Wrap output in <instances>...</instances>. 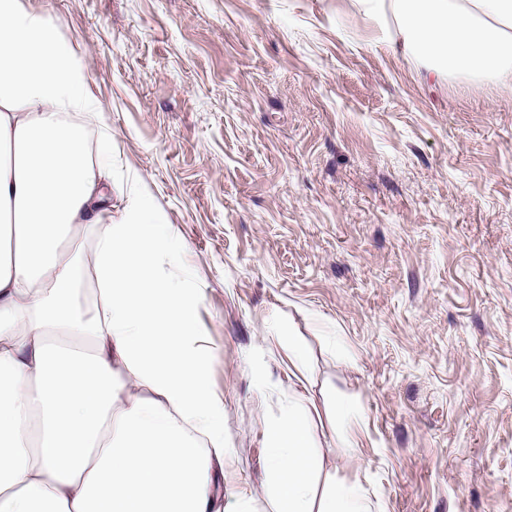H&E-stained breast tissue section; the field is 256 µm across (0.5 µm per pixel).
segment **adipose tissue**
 <instances>
[{"label": "adipose tissue", "instance_id": "1", "mask_svg": "<svg viewBox=\"0 0 512 512\" xmlns=\"http://www.w3.org/2000/svg\"><path fill=\"white\" fill-rule=\"evenodd\" d=\"M402 46L512 91V0H356ZM53 19L0 0V512H224V402L210 378L184 245L151 201L102 224L111 128ZM100 224L92 308L74 246ZM307 406L269 449L274 512H372L359 486L315 491Z\"/></svg>", "mask_w": 512, "mask_h": 512}]
</instances>
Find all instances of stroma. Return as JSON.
<instances>
[{"label":"stroma","instance_id":"obj_1","mask_svg":"<svg viewBox=\"0 0 512 512\" xmlns=\"http://www.w3.org/2000/svg\"><path fill=\"white\" fill-rule=\"evenodd\" d=\"M25 6L82 51L89 131L115 137L104 220L134 185L184 244L227 512H270L295 397L321 484L378 512H512V92L429 74L355 0ZM342 400L361 420L340 433Z\"/></svg>","mask_w":512,"mask_h":512}]
</instances>
